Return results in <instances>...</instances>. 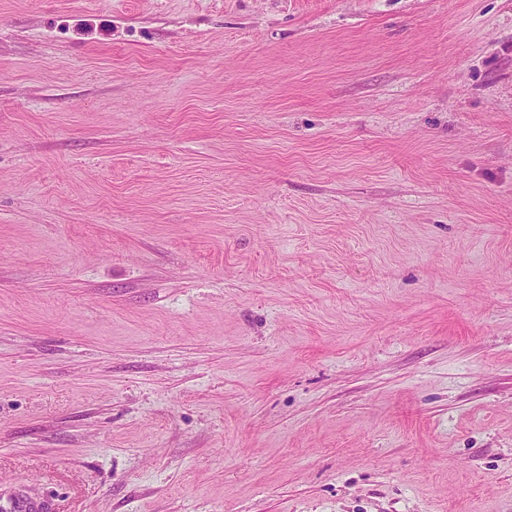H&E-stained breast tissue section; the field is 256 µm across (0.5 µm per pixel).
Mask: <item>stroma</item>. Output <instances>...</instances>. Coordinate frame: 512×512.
<instances>
[{
    "mask_svg": "<svg viewBox=\"0 0 512 512\" xmlns=\"http://www.w3.org/2000/svg\"><path fill=\"white\" fill-rule=\"evenodd\" d=\"M512 512V0H0V495Z\"/></svg>",
    "mask_w": 512,
    "mask_h": 512,
    "instance_id": "35a3bbf8",
    "label": "stroma"
}]
</instances>
